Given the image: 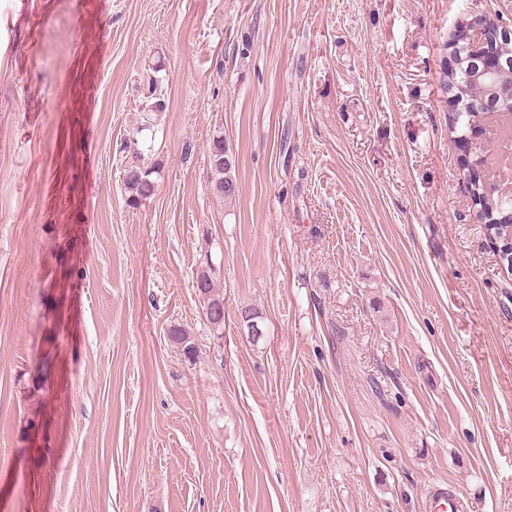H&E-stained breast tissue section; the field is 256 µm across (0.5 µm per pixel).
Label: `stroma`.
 <instances>
[{"label":"stroma","instance_id":"stroma-1","mask_svg":"<svg viewBox=\"0 0 512 512\" xmlns=\"http://www.w3.org/2000/svg\"><path fill=\"white\" fill-rule=\"evenodd\" d=\"M473 13L512 27V0H0V512H425L433 483L512 512V275L439 82ZM157 88L153 79L149 80V96L147 97L149 100V104L142 111V121L140 126L138 127L139 131H147L150 130L153 126V116L156 115L157 112H165L167 108L165 94L163 93V89ZM210 169L212 185L217 195L224 200L233 199L238 192V183L235 174V159L228 144L224 141L222 132L213 135L209 148ZM157 173L154 167L145 166L139 160L132 163L124 170L123 182L128 192V203L135 206L151 198L157 189V182L153 174ZM194 288L201 293L206 319L214 335H221L224 329V296L216 289L215 269L208 262L198 269Z\"/></svg>","mask_w":512,"mask_h":512}]
</instances>
